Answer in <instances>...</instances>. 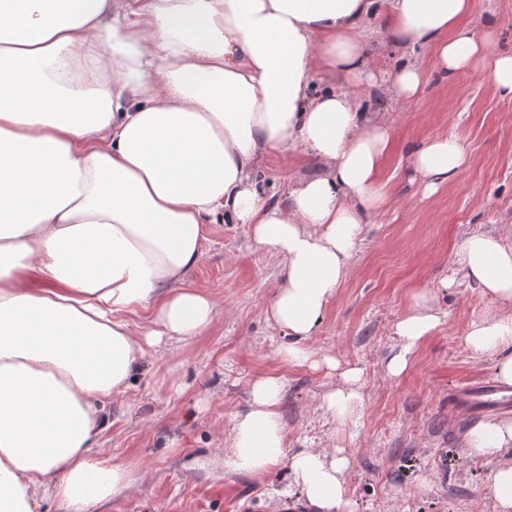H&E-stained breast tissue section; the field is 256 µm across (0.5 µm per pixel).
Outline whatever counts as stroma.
I'll use <instances>...</instances> for the list:
<instances>
[{
  "mask_svg": "<svg viewBox=\"0 0 512 512\" xmlns=\"http://www.w3.org/2000/svg\"><path fill=\"white\" fill-rule=\"evenodd\" d=\"M385 28L382 19L366 24L378 72L365 93L394 120L388 202L366 224L345 281L307 340L318 354L362 368L357 422L336 431L319 407L336 377L279 356L288 338L265 319L281 283L277 261L253 243L248 225H211L189 282L214 295L215 314L198 336L146 347L130 389L113 402L97 453L126 465L132 484L103 512H280L284 502L300 500L287 461L259 474L224 462L231 420L247 409L249 384L260 374L285 380L288 453L340 448L349 457L345 483L353 512H498L489 487L500 463H512V451L499 460L470 454L466 436L476 420L448 400L455 389L493 374L492 358L472 354L464 336L472 319L502 308L451 271L470 232L512 241V101L501 99L479 70L450 79L432 74L419 99L391 101L387 72L408 53L431 67L432 53L393 44ZM436 132L455 135L471 164L429 195L408 154ZM319 171L316 158L301 149L288 163L266 157L257 177L281 203L290 183ZM421 285L432 290L443 321L408 371L393 379L386 372L392 326Z\"/></svg>",
  "mask_w": 512,
  "mask_h": 512,
  "instance_id": "stroma-1",
  "label": "stroma"
}]
</instances>
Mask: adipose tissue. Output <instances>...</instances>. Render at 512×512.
<instances>
[{"mask_svg": "<svg viewBox=\"0 0 512 512\" xmlns=\"http://www.w3.org/2000/svg\"><path fill=\"white\" fill-rule=\"evenodd\" d=\"M475 10V0H0V512H40L46 494L68 512H101L130 484L127 467L92 450L146 345L210 324L215 302L188 275L213 224L249 225L277 259L284 281L266 316L289 338L279 355L336 375L320 408L339 426L356 422L362 369L316 357L306 341L388 200L380 174L393 127L361 93L375 79L366 23L386 17L395 41L433 49V71L482 69L512 100V53L470 24ZM427 73L396 66L392 97L417 98ZM323 76L342 88L316 90ZM300 149L321 172L271 203L258 159ZM469 162L445 132L411 151L429 193ZM457 264L512 306V243L467 234ZM433 300L417 287L396 320L389 377L440 326ZM465 343L512 385V315L472 320ZM284 390L282 376L253 378L232 420V468L257 474L288 459L319 512H352L347 456L287 454ZM467 445L501 456L512 418L476 425Z\"/></svg>", "mask_w": 512, "mask_h": 512, "instance_id": "obj_1", "label": "adipose tissue"}]
</instances>
